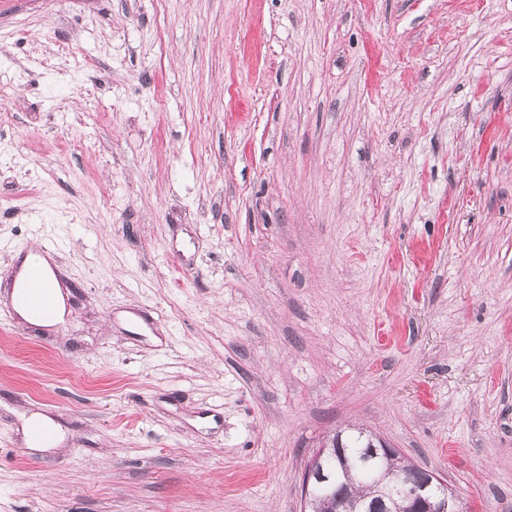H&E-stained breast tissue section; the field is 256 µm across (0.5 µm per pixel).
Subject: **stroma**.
Segmentation results:
<instances>
[{
	"label": "stroma",
	"instance_id": "35a3bbf8",
	"mask_svg": "<svg viewBox=\"0 0 512 512\" xmlns=\"http://www.w3.org/2000/svg\"><path fill=\"white\" fill-rule=\"evenodd\" d=\"M51 240L0 512H302L353 426L512 512V0H0V278ZM327 455H334L333 448H327V446L324 448H317L316 451L313 452L307 464L302 483L305 512L308 511L307 508L309 507L311 483L315 478L319 479L324 475L322 461Z\"/></svg>",
	"mask_w": 512,
	"mask_h": 512
}]
</instances>
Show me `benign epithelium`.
<instances>
[{"label": "benign epithelium", "mask_w": 512, "mask_h": 512, "mask_svg": "<svg viewBox=\"0 0 512 512\" xmlns=\"http://www.w3.org/2000/svg\"><path fill=\"white\" fill-rule=\"evenodd\" d=\"M333 454L331 448H318L313 452L302 483L304 503L310 501V486L313 480L324 475L323 459ZM388 487L390 499H399L396 506L405 512H460L457 497L446 481L433 472L416 465L408 471L390 469Z\"/></svg>", "instance_id": "benign-epithelium-1"}]
</instances>
